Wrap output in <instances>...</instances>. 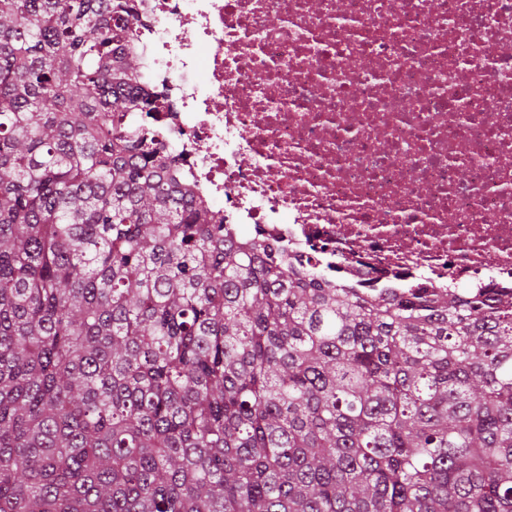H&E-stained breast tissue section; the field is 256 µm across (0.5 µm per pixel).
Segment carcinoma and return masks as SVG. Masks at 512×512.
I'll return each mask as SVG.
<instances>
[{
    "label": "carcinoma",
    "instance_id": "carcinoma-1",
    "mask_svg": "<svg viewBox=\"0 0 512 512\" xmlns=\"http://www.w3.org/2000/svg\"><path fill=\"white\" fill-rule=\"evenodd\" d=\"M134 9L0 0V512H512V296L233 239Z\"/></svg>",
    "mask_w": 512,
    "mask_h": 512
}]
</instances>
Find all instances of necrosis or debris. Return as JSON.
Wrapping results in <instances>:
<instances>
[{"mask_svg":"<svg viewBox=\"0 0 512 512\" xmlns=\"http://www.w3.org/2000/svg\"><path fill=\"white\" fill-rule=\"evenodd\" d=\"M135 6L148 123L234 231L364 288L512 290V0Z\"/></svg>","mask_w":512,"mask_h":512,"instance_id":"1","label":"necrosis or debris"}]
</instances>
